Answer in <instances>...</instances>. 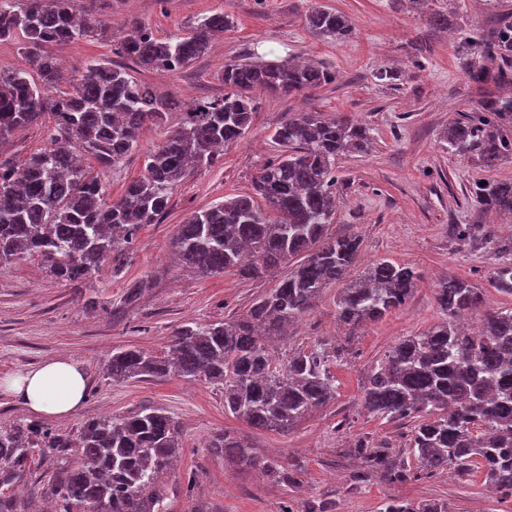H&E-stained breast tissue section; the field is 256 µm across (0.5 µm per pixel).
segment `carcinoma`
Here are the masks:
<instances>
[{
  "label": "carcinoma",
  "mask_w": 512,
  "mask_h": 512,
  "mask_svg": "<svg viewBox=\"0 0 512 512\" xmlns=\"http://www.w3.org/2000/svg\"><path fill=\"white\" fill-rule=\"evenodd\" d=\"M73 0H0V40L18 38L37 79L23 70L0 69V147L17 131L54 120L52 146L20 168L0 162V264L36 256L59 281L84 283L99 266L120 271L144 224L167 212L174 188L193 166L212 165L217 151L249 131L255 88L291 95L336 79L318 64L288 59L253 63L226 60L224 95L203 98L183 113L180 125L146 159V173L110 201L98 177L82 165L90 155L109 167L138 147L141 129L157 124L173 108L170 98L128 77L126 67L96 61L68 75L72 90L54 94L64 67L54 49L78 39H103L106 29L76 10ZM215 13L183 33L156 38L144 25L118 54L133 65L175 73L204 55L228 28ZM307 29L317 37L343 40L354 24L324 6L307 11ZM487 53L512 57V24L478 42ZM476 83L509 81L508 68L495 73L471 68ZM512 99L491 100L448 128V148L479 150L486 162L512 152ZM277 160L264 165L253 191L227 197L192 212L171 240L180 265L203 277L234 271L261 279L288 268L242 315L205 324L188 322L161 354L143 350L112 353L108 373L118 382L177 375L203 378L224 388V410L262 430L287 432L313 410L336 398L332 371L339 350L327 340L274 365L265 339L283 336L320 299L325 288L343 283L336 295L339 321L353 333L402 306L417 289L413 268L381 259L356 279L348 274L359 259L355 234L335 236L336 161L370 145V129L348 115L326 118L299 112L275 126ZM483 209L512 215V181L477 185ZM449 235L486 239L483 224H452ZM491 280L512 295V246ZM442 319L428 330L397 342L363 386V407L399 422L416 419L409 454L399 463L389 447L358 439L350 451L364 467L393 483L435 476L450 469L463 476L473 468L489 484L512 495V308L486 314L480 329L463 331L458 320L482 303L479 289L445 279L435 289ZM57 460L52 480L35 485L33 496H50L61 512H167L172 487L164 472L180 449V427L158 409L85 421L63 434L40 421L0 424V512H17L12 486L24 471L30 449ZM211 454L238 466L257 468L280 482L292 479L282 463L261 455L256 443L227 430L210 437ZM382 512H448L446 502L391 498Z\"/></svg>",
  "instance_id": "carcinoma-1"
}]
</instances>
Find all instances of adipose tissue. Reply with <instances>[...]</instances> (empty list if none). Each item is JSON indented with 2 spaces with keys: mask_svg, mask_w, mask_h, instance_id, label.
<instances>
[{
  "mask_svg": "<svg viewBox=\"0 0 512 512\" xmlns=\"http://www.w3.org/2000/svg\"><path fill=\"white\" fill-rule=\"evenodd\" d=\"M0 385L34 412L66 416L84 401L88 382L78 363L60 358L5 378Z\"/></svg>",
  "mask_w": 512,
  "mask_h": 512,
  "instance_id": "adipose-tissue-1",
  "label": "adipose tissue"
}]
</instances>
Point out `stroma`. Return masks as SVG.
I'll return each mask as SVG.
<instances>
[{"instance_id": "obj_1", "label": "stroma", "mask_w": 512, "mask_h": 512, "mask_svg": "<svg viewBox=\"0 0 512 512\" xmlns=\"http://www.w3.org/2000/svg\"><path fill=\"white\" fill-rule=\"evenodd\" d=\"M326 6L355 25L349 38L330 41L311 34L308 9ZM108 29L104 40L79 39L58 48L66 71H82L95 60H117L116 49L134 22H145L160 39L180 34L215 12L231 24L212 49L176 73L137 67L130 77L170 97L174 108L163 122L144 127L139 146L118 166L101 169L109 199L145 172L146 157L177 127L189 104L224 93L225 60L280 59L322 64L336 79L292 95L255 93L250 130L224 149L215 164L192 170L173 190L167 213L144 225L122 272L102 265L81 287L51 278L35 258L0 265V379L66 357L78 362L89 381L85 401L66 417L44 424L76 433L88 419L123 416L145 408L165 411L181 426V450L166 475L180 485L172 512L192 504L210 512H306L319 498L335 501V512H380L392 498L447 502L449 512H512V495L493 491L482 471L448 472L407 483L365 474L349 453L363 435L387 441L398 459L408 460L411 422H390L361 406L366 376L400 339L426 331L441 317L434 299L448 275L480 288L484 303L468 318L480 323L487 310L512 306V296L490 280L498 248L512 241V217L486 215L473 193L481 182L512 180V155L486 165L481 154H457L441 137L483 93L473 85L465 45L487 34L495 21L512 24V0H77ZM441 13L447 26H433ZM344 112L371 133L368 152L336 162V217L329 231L362 240L360 264L388 259L413 267L420 276L401 307L355 334L340 328L337 286H329L289 336L271 344L274 363L332 340L341 352L334 367L338 390L326 406L305 416L290 432L252 430L224 412V390L205 379L173 375L161 380L115 382L106 365L119 349L166 351L176 330L188 322H213L244 314L274 278L246 280L228 272L201 277L177 265L169 242L193 211L249 193L259 169L278 154L270 134L288 113ZM485 224L490 236L469 246L451 238L452 224ZM144 281L138 299L125 303L128 288ZM253 437L262 455L283 461L292 482H277L260 470H239L211 455L206 443L219 431Z\"/></svg>"}]
</instances>
